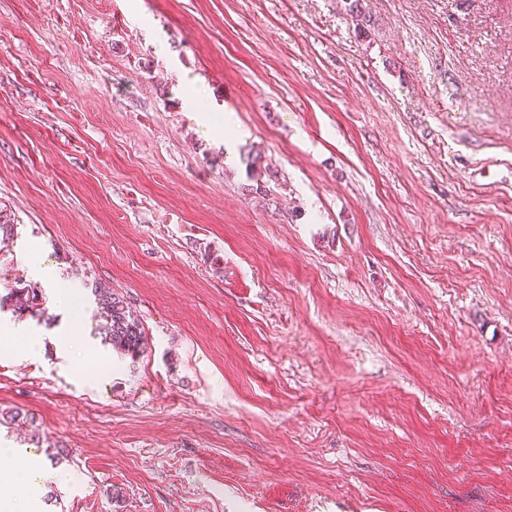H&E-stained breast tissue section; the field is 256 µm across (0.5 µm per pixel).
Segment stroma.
Instances as JSON below:
<instances>
[{"label": "stroma", "mask_w": 512, "mask_h": 512, "mask_svg": "<svg viewBox=\"0 0 512 512\" xmlns=\"http://www.w3.org/2000/svg\"><path fill=\"white\" fill-rule=\"evenodd\" d=\"M362 6L0 0V290L53 319L0 336L32 512H512V0ZM5 294L0 295V312L9 310L16 318L26 316L39 320L44 318L46 309L43 307L46 298L44 290L37 282L18 279L14 285L5 289ZM91 292L105 322L100 332L104 342L131 359L141 357L147 348V336L142 323L130 312L124 296L97 282L91 284Z\"/></svg>", "instance_id": "obj_1"}]
</instances>
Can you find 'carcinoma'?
<instances>
[{"label": "carcinoma", "instance_id": "1", "mask_svg": "<svg viewBox=\"0 0 512 512\" xmlns=\"http://www.w3.org/2000/svg\"><path fill=\"white\" fill-rule=\"evenodd\" d=\"M91 292L104 320V342L131 359L144 354L147 336L142 323L133 316L124 296L109 286L92 283ZM44 290L36 282L20 279L0 295V312L9 310L16 318L45 316Z\"/></svg>", "mask_w": 512, "mask_h": 512}]
</instances>
